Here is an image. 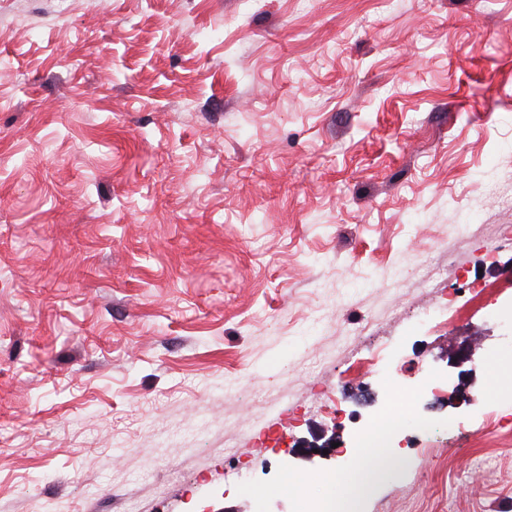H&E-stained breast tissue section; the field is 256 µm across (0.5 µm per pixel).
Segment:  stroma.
Wrapping results in <instances>:
<instances>
[{"label":"stroma","mask_w":512,"mask_h":512,"mask_svg":"<svg viewBox=\"0 0 512 512\" xmlns=\"http://www.w3.org/2000/svg\"><path fill=\"white\" fill-rule=\"evenodd\" d=\"M507 225L512 0H0V512H512ZM409 420L408 415L405 417L390 415L383 420L382 427L377 432L371 428L364 431L354 443L350 466L360 471L369 468L372 460L371 448L381 447L388 435L399 430Z\"/></svg>","instance_id":"obj_1"}]
</instances>
